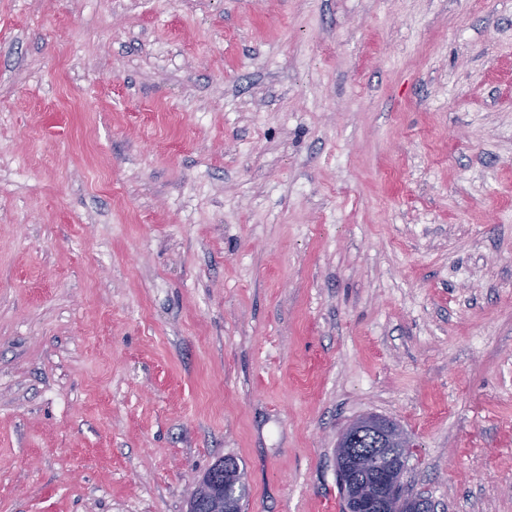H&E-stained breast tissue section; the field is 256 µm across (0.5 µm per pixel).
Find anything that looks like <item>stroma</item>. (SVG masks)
<instances>
[{
  "label": "stroma",
  "mask_w": 512,
  "mask_h": 512,
  "mask_svg": "<svg viewBox=\"0 0 512 512\" xmlns=\"http://www.w3.org/2000/svg\"><path fill=\"white\" fill-rule=\"evenodd\" d=\"M367 413L512 512V0H0V512H340ZM232 460L233 465L235 467H239L241 472L244 474L243 468L240 467L239 463L236 459L232 457H227ZM221 458L219 459L211 468L210 473L199 480L197 485L202 481L205 485V496L197 497L190 501L187 512H197L198 504L202 500L211 503L212 507L220 510L223 509V512H241L242 510L239 507V504H236L231 498L228 496L227 492V484L229 481V473L232 470V462L228 459ZM218 476H221L219 479ZM224 478L222 479V477Z\"/></svg>",
  "instance_id": "1"
}]
</instances>
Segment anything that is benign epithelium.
<instances>
[{"instance_id": "obj_1", "label": "benign epithelium", "mask_w": 512, "mask_h": 512, "mask_svg": "<svg viewBox=\"0 0 512 512\" xmlns=\"http://www.w3.org/2000/svg\"><path fill=\"white\" fill-rule=\"evenodd\" d=\"M415 447L411 438L402 433L397 423L387 418L365 414L343 429L338 437L336 448L339 457L336 468L343 498L342 512H393L396 503L407 502L415 505L411 512H424L422 499L414 497L406 490L404 472L398 471L380 480L371 481V486L363 489L355 486L348 477V458L354 455L372 456L388 448H401L404 453ZM232 462L219 459L210 473L202 478L205 496L190 501L187 512H197L201 501L211 503L212 507L224 512H241L227 494L229 473Z\"/></svg>"}]
</instances>
